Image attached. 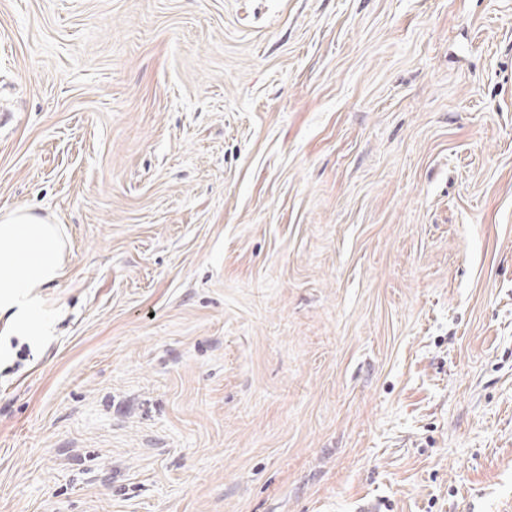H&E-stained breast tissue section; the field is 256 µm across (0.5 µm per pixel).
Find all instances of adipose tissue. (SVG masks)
Returning a JSON list of instances; mask_svg holds the SVG:
<instances>
[{"label":"adipose tissue","instance_id":"ef3b65f1","mask_svg":"<svg viewBox=\"0 0 512 512\" xmlns=\"http://www.w3.org/2000/svg\"><path fill=\"white\" fill-rule=\"evenodd\" d=\"M58 225L18 207L0 215V335L41 336V290L63 274Z\"/></svg>","mask_w":512,"mask_h":512}]
</instances>
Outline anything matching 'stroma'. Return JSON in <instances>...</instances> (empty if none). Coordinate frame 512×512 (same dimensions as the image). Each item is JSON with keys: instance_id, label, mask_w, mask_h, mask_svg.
<instances>
[{"instance_id": "35a3bbf8", "label": "stroma", "mask_w": 512, "mask_h": 512, "mask_svg": "<svg viewBox=\"0 0 512 512\" xmlns=\"http://www.w3.org/2000/svg\"><path fill=\"white\" fill-rule=\"evenodd\" d=\"M2 114L0 512H512V0H0ZM33 247L37 254H26ZM63 250L59 227L48 218L23 207L0 215L1 336H45L41 289L63 275Z\"/></svg>"}]
</instances>
